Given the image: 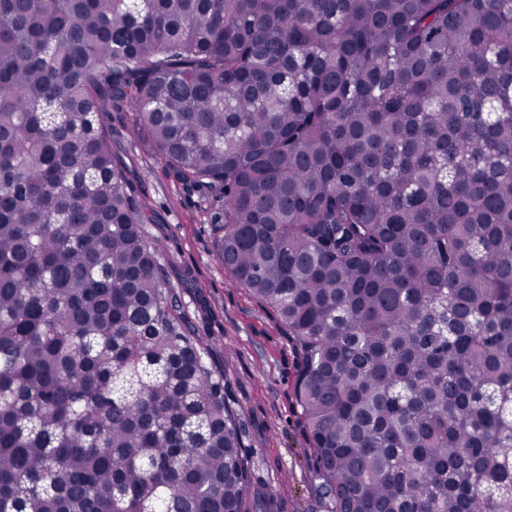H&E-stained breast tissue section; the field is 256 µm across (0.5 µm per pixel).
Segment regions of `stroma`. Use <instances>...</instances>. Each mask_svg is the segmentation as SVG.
Segmentation results:
<instances>
[{"instance_id":"stroma-1","label":"stroma","mask_w":512,"mask_h":512,"mask_svg":"<svg viewBox=\"0 0 512 512\" xmlns=\"http://www.w3.org/2000/svg\"><path fill=\"white\" fill-rule=\"evenodd\" d=\"M105 122L112 149L147 208L146 230L161 245L164 274L242 415L254 488L273 495L278 512H323L321 480L294 399L297 356L272 311L233 286L219 263L216 201L171 174L140 139L134 112H109Z\"/></svg>"}]
</instances>
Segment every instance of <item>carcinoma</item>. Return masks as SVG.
Returning <instances> with one entry per match:
<instances>
[{
    "instance_id": "1",
    "label": "carcinoma",
    "mask_w": 512,
    "mask_h": 512,
    "mask_svg": "<svg viewBox=\"0 0 512 512\" xmlns=\"http://www.w3.org/2000/svg\"><path fill=\"white\" fill-rule=\"evenodd\" d=\"M124 107L219 194L325 512H512V0H0V512H277Z\"/></svg>"
}]
</instances>
